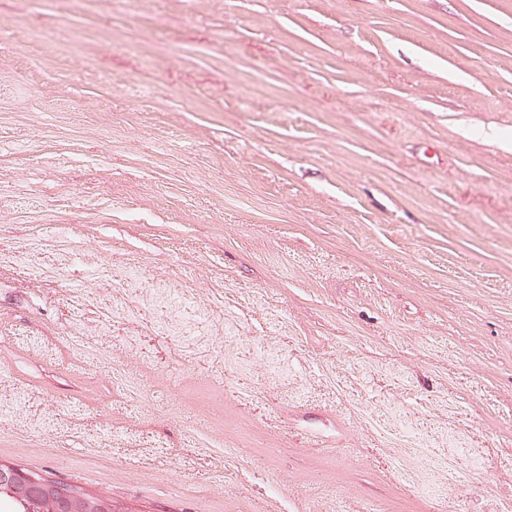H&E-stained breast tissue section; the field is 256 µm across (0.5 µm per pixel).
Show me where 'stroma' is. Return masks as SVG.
<instances>
[{
  "mask_svg": "<svg viewBox=\"0 0 512 512\" xmlns=\"http://www.w3.org/2000/svg\"><path fill=\"white\" fill-rule=\"evenodd\" d=\"M0 30V464L118 512H512V0Z\"/></svg>",
  "mask_w": 512,
  "mask_h": 512,
  "instance_id": "1",
  "label": "stroma"
}]
</instances>
